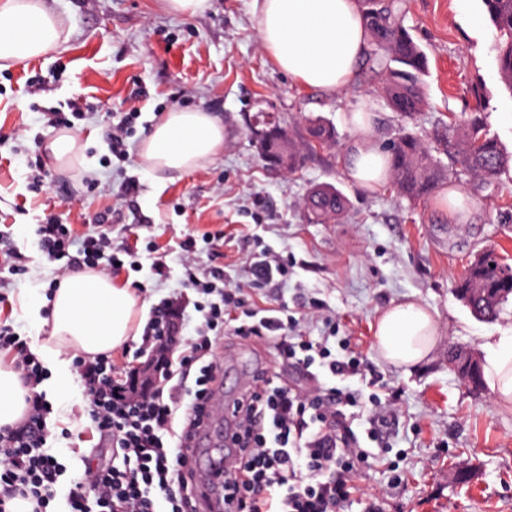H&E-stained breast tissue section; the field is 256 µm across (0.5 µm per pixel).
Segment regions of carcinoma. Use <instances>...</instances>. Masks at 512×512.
Listing matches in <instances>:
<instances>
[{
    "label": "carcinoma",
    "instance_id": "obj_1",
    "mask_svg": "<svg viewBox=\"0 0 512 512\" xmlns=\"http://www.w3.org/2000/svg\"><path fill=\"white\" fill-rule=\"evenodd\" d=\"M484 12L497 32L500 79L512 92V0H481ZM362 9L372 33V48L366 53V68L382 84L387 106L410 119L422 111L426 96L421 83L426 58L402 25V0H362ZM475 104L464 118L437 131L427 142L407 134L389 147L391 177L396 192L413 201H425L453 173L465 171L484 182L496 179L512 161L485 132L484 88L472 86ZM329 124L312 120L308 135L330 146L335 136L325 139ZM448 158L443 163L441 157ZM347 198L336 186L313 188L306 201L309 216L317 221H337L347 209ZM479 265L456 283V296L484 321L498 317L512 299V266L495 251L486 249Z\"/></svg>",
    "mask_w": 512,
    "mask_h": 512
}]
</instances>
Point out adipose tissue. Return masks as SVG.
Instances as JSON below:
<instances>
[{
  "mask_svg": "<svg viewBox=\"0 0 512 512\" xmlns=\"http://www.w3.org/2000/svg\"><path fill=\"white\" fill-rule=\"evenodd\" d=\"M263 48L298 83L338 92L355 81L371 41L360 0H254ZM63 42L59 18L44 0H0V70L57 50ZM354 140L344 172L360 187L377 190L389 180L387 155L373 140V115L352 113ZM224 142L220 120L203 111L175 109L155 124L141 147L154 172L187 171L216 156ZM136 294L110 276L76 271L65 278L50 304L51 332L37 354L51 359L74 348L95 356L129 338ZM436 322L423 305L404 301L378 319L375 336L383 359L412 365L436 343ZM483 373L497 400L512 401V336L487 342Z\"/></svg>",
  "mask_w": 512,
  "mask_h": 512,
  "instance_id": "1",
  "label": "adipose tissue"
}]
</instances>
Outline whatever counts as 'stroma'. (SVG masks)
Masks as SVG:
<instances>
[{"label":"stroma","instance_id":"stroma-1","mask_svg":"<svg viewBox=\"0 0 512 512\" xmlns=\"http://www.w3.org/2000/svg\"><path fill=\"white\" fill-rule=\"evenodd\" d=\"M68 39L61 48L26 65L0 71V226L13 229L12 246L25 272L11 276L0 319L12 321L32 344L47 336L33 310L43 303L57 262L48 261L36 229L45 218L75 225L78 233H102L113 246L151 239L156 255L140 252L143 266L161 257L166 279L139 295L134 334H142L160 297L183 289L180 244L188 236L222 232L241 254L266 244L293 254L286 301L316 297L389 385L397 400L388 427L400 487L386 492L388 475L374 468L358 482L365 497L338 512H368L380 495L381 512H512V403L497 402L489 386L466 384L448 363L449 349L484 357L488 337L512 336V302L493 322L477 319L458 300L455 284L483 249L495 248L512 264V167L482 183L460 172L440 185L469 197L467 223H449L436 200L413 202L392 186L375 192L354 184L343 159L354 138L352 112L375 116L374 142L386 147L400 134L420 138L460 116L470 87L484 86L487 128L512 153V92L498 76L496 34L481 0H404L403 24L427 61V105L414 119L391 112L377 79L358 74L354 85L327 94L297 84L262 47L254 0H209L199 16L165 13L161 0H47ZM75 99L88 110L72 134L79 150L54 163L41 189H31L26 158L43 155L54 129L44 127L47 108ZM173 109H198L224 124V147L198 168L178 173L148 171L139 157L154 124ZM305 148L302 166L285 174L261 157L250 125L258 111ZM113 112L137 113L124 161L108 146ZM333 126L334 145L308 148L309 119ZM140 182L134 204L121 201V184ZM330 183L348 198L340 221H308L305 199L316 184ZM414 300L435 318L439 336L430 356L395 367L380 356L376 322L392 303ZM44 387L61 426L75 437L58 453L72 472L92 443L78 439L88 420L75 371L59 382L49 371Z\"/></svg>","mask_w":512,"mask_h":512}]
</instances>
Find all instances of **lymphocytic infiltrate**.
<instances>
[{
    "mask_svg": "<svg viewBox=\"0 0 512 512\" xmlns=\"http://www.w3.org/2000/svg\"><path fill=\"white\" fill-rule=\"evenodd\" d=\"M37 234L51 261L68 257L74 247L85 270L109 275L128 266L153 279L166 275L162 260L143 268L132 248L114 250L103 234L80 236L53 219L39 224ZM222 239V233L206 232L182 241L187 290L156 305L133 362L120 370L111 355H75L88 428L98 436L80 477H71L63 458L49 450L56 424L42 388L47 373L40 357L11 321L0 320V355L20 373L27 404L20 421L0 426V512H13L16 499L31 502L32 512H201L192 441L222 382L228 334L271 349L274 362L294 374L288 383L261 374L252 393L236 404L231 452L224 460L228 512H336L356 496L363 470L388 461L393 403L371 377L366 358L338 335L335 321L325 320L316 338L302 330L323 303L312 299L300 313L289 307L282 290L292 257L267 246L247 257L251 287L276 292L260 307L242 288L226 287ZM201 240L210 261L204 269L197 262ZM174 380L187 383V405L166 393ZM103 446L111 456L100 454Z\"/></svg>",
    "mask_w": 512,
    "mask_h": 512,
    "instance_id": "1",
    "label": "lymphocytic infiltrate"
}]
</instances>
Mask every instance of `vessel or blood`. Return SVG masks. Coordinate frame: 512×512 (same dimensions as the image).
I'll use <instances>...</instances> for the list:
<instances>
[{"mask_svg": "<svg viewBox=\"0 0 512 512\" xmlns=\"http://www.w3.org/2000/svg\"><path fill=\"white\" fill-rule=\"evenodd\" d=\"M233 421L232 402L225 400L223 396H216L211 409L210 423L192 450L194 465L203 477L201 490L212 512H224L223 478L217 475L215 465L226 453Z\"/></svg>", "mask_w": 512, "mask_h": 512, "instance_id": "b4317fda", "label": "vessel or blood"}]
</instances>
